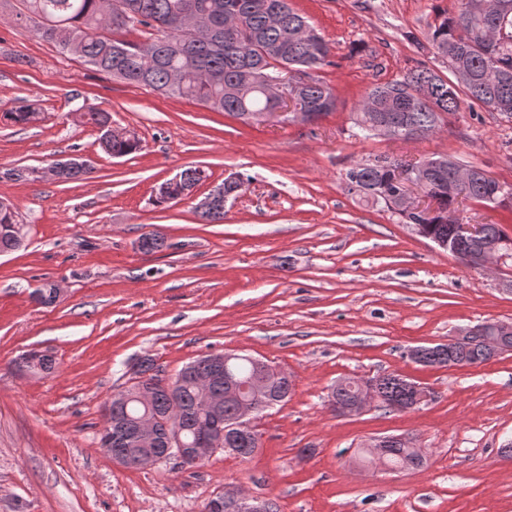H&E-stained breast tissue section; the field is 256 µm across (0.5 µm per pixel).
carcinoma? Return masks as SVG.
I'll list each match as a JSON object with an SVG mask.
<instances>
[{"label": "carcinoma", "mask_w": 512, "mask_h": 512, "mask_svg": "<svg viewBox=\"0 0 512 512\" xmlns=\"http://www.w3.org/2000/svg\"><path fill=\"white\" fill-rule=\"evenodd\" d=\"M103 0H24L27 18L35 24L36 34L70 52L73 44L81 48V58L97 71L112 75L130 85L144 86L168 97L191 99L208 108L243 119L246 112H265L274 108L266 94L265 84L279 78L283 69L299 68L302 77L296 81L298 96L310 112L321 115L336 108V95L319 75L331 54L330 44L309 19L293 9L289 0H112L121 5V15L112 17ZM503 9L486 16L464 6L458 0L457 11L435 12L430 42L436 54L446 59L450 76L420 64L402 77L376 84L369 89L357 110L351 113L352 126L363 138L378 123L391 124L405 136L424 139L444 126L443 117L455 114L466 103L486 107L512 119V87L508 106L501 104L497 92L479 83L488 65L512 79V0H502ZM242 11L246 15L243 33L230 42L224 34V9ZM192 9L208 20L210 34L202 39L187 40L176 25L179 16ZM150 29L145 41L127 38L138 27ZM86 123L100 129L112 115L102 109L78 108ZM31 106H20L0 114L14 125L29 122ZM100 146L106 153L124 157L141 150V141L129 137L101 134ZM396 160L388 157L369 164H358L345 174V188L373 204H387L400 195L394 176ZM455 163L446 157L432 161V166L418 176L438 204V212L409 213L404 224H424L427 235L446 238L451 233L448 208L454 204L449 183ZM183 183L171 184L158 194L159 205L176 203L184 185L199 183L202 172L185 169ZM498 182L480 176L472 185L470 199L491 207L512 209V185L495 192ZM13 205L0 206V253L18 249L23 242V225L18 223ZM458 362L482 364L490 358V350L480 344L456 350ZM210 358L206 355L188 363L191 373L181 369L174 388L160 391L152 405L159 418L154 442L147 446L163 447L169 430H180L187 443L196 431L214 417L198 404L195 378L207 373ZM233 385L251 382L256 368L244 354L230 363ZM384 401L398 403L401 410L411 408V381L394 374L378 377ZM225 377L211 381L214 396L221 399L220 417L234 420L238 407L224 398ZM293 382L285 377L274 385L267 407L288 399ZM135 401L120 404L111 399L104 408L105 428L101 448L112 453L114 448L132 451L140 447L135 425L143 414ZM260 447L257 432L235 436L232 448L236 456L247 459ZM410 449L393 444L384 449L386 466L404 470Z\"/></svg>", "instance_id": "1"}]
</instances>
